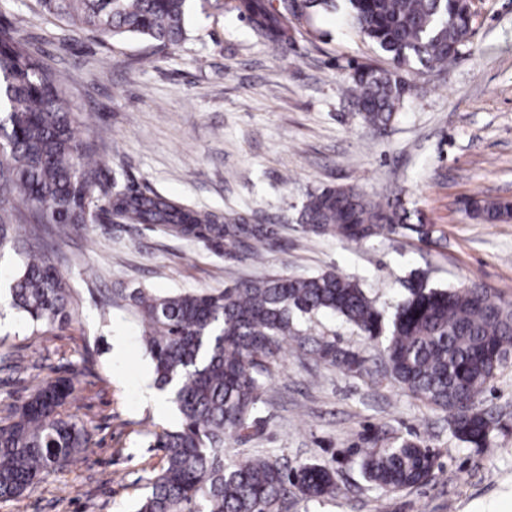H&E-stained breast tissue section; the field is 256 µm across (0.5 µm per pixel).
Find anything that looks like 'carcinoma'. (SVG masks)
<instances>
[{
	"instance_id": "cac0c4a2",
	"label": "carcinoma",
	"mask_w": 512,
	"mask_h": 512,
	"mask_svg": "<svg viewBox=\"0 0 512 512\" xmlns=\"http://www.w3.org/2000/svg\"><path fill=\"white\" fill-rule=\"evenodd\" d=\"M52 17L102 39L136 38L166 51L186 39L188 0H41ZM349 24L387 55L390 69L350 67L347 90L365 123L384 128L419 65L440 71L469 39L472 23L461 0H345ZM254 35L278 48L296 27L337 0H229ZM80 112L52 71L26 47L20 29L0 26V248L18 250L29 224L62 232L87 223L90 205L125 224L173 228V235L229 253L252 252L276 235L270 226L190 207L168 195L135 192L116 184L101 193V169L77 139ZM512 213L506 203L477 208L488 223ZM300 223L311 235L356 243L383 230L429 236L422 219L411 223L402 203L386 205L353 188L324 187L307 194ZM129 298L143 327V343L157 387L170 392L179 413L175 427L153 432L163 465L150 479L137 512H287L288 501L336 495L334 473L316 463L292 469L266 454H229L225 440L260 420L269 363L290 339L305 335L302 322L330 313L370 340L385 339L387 371L400 388L448 413L453 434L487 448L496 423L477 400L512 354V305L483 286L430 288L416 276L408 296L385 315L358 282L334 270L311 276L237 282L214 292L156 294L134 289ZM11 306L37 330L61 329L79 303L52 256L25 251L10 285ZM324 362L358 373L364 360L333 342L318 344ZM69 381L48 380L10 407L0 424V501L21 497L95 447L92 428L66 409ZM436 455L404 440L372 443L361 451L365 478L392 493L432 477Z\"/></svg>"
}]
</instances>
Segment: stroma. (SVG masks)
I'll list each match as a JSON object with an SVG mask.
<instances>
[{"mask_svg":"<svg viewBox=\"0 0 512 512\" xmlns=\"http://www.w3.org/2000/svg\"><path fill=\"white\" fill-rule=\"evenodd\" d=\"M473 35L444 72L412 71L395 121L365 125L346 93L352 62L389 67L386 55L342 16L320 13L281 50L215 0H191L188 33L160 52L141 39L103 41L46 14L40 0H0V25L21 22L28 46L68 91L99 158L104 185L157 191L216 214L272 224L260 256H228L203 243L99 214L68 234H44L79 300L63 330H32L0 301V418L43 382L67 378L68 408L93 428L96 446L0 512H131L163 464L152 431L176 425L175 406L155 391L142 326L130 305L105 307L135 288L203 292L235 280L325 270L358 280L391 308L414 275L428 286L476 282L512 303V220L471 218L468 203L512 201V0H476ZM353 187L421 212L427 241L400 232L363 244L304 234L309 191ZM122 331L126 347L115 352ZM330 341L364 358L349 374L319 361ZM382 343L338 318L316 316L270 368L261 422L229 447L319 463L340 490L288 512H512V358L478 399L500 422L492 444L456 439L446 413L391 382ZM410 439L438 455L432 479L392 494L362 475L361 449Z\"/></svg>","mask_w":512,"mask_h":512,"instance_id":"1","label":"stroma"}]
</instances>
